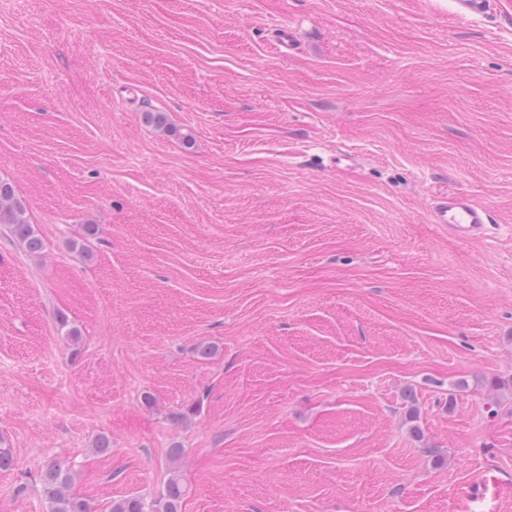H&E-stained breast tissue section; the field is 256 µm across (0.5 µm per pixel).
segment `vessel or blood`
<instances>
[{"mask_svg": "<svg viewBox=\"0 0 512 512\" xmlns=\"http://www.w3.org/2000/svg\"><path fill=\"white\" fill-rule=\"evenodd\" d=\"M430 216L433 223L447 229L449 235L460 239L485 235L493 222V216L487 208L460 192L437 195L432 203Z\"/></svg>", "mask_w": 512, "mask_h": 512, "instance_id": "obj_1", "label": "vessel or blood"}]
</instances>
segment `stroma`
<instances>
[{
  "label": "stroma",
  "mask_w": 512,
  "mask_h": 512,
  "mask_svg": "<svg viewBox=\"0 0 512 512\" xmlns=\"http://www.w3.org/2000/svg\"><path fill=\"white\" fill-rule=\"evenodd\" d=\"M0 177V512H512V0H0ZM0 224H6L30 253H39L43 249V240L29 223L24 205L16 197L11 183L4 179H0ZM430 216L433 224L448 229V234L460 239L485 235L493 223L491 212L475 203L467 194L444 192L432 203ZM72 468L61 462L48 463L39 477L40 492L47 503V512H93L90 503L70 494ZM186 488L180 475L173 471L160 496L149 506L140 497L130 496L111 505V512H181Z\"/></svg>",
  "instance_id": "obj_1"
}]
</instances>
